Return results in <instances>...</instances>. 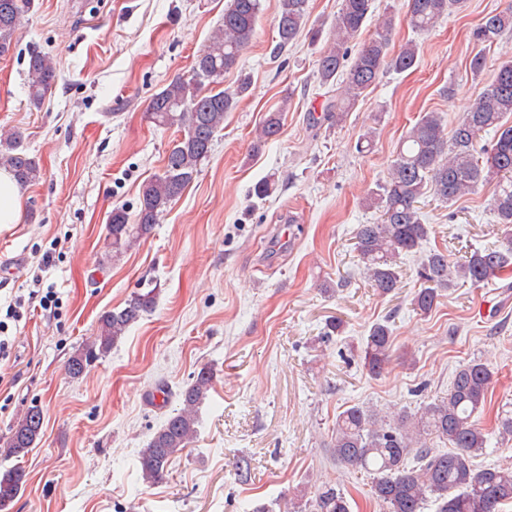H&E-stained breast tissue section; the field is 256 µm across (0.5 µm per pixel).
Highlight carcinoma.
Listing matches in <instances>:
<instances>
[{
	"mask_svg": "<svg viewBox=\"0 0 512 512\" xmlns=\"http://www.w3.org/2000/svg\"><path fill=\"white\" fill-rule=\"evenodd\" d=\"M33 0H0V55L9 51L22 19ZM375 0H342L332 26L333 42L321 53L320 84L332 85L343 76L340 94L325 108L326 118L340 124L347 112L379 82L384 72H405L417 61L419 45L409 41L396 54L389 53L391 20L379 23L356 55L349 42L366 27L374 13ZM465 0H409L407 24L427 33L444 17L460 10ZM307 0H280L276 21L279 48L292 43L305 26ZM260 0H228L221 28L196 55L191 74L172 79L150 101L148 117L159 126L173 127L180 139L168 153L163 172L141 185L134 213L123 206L112 209L107 232L112 249L120 253L146 238L160 216L183 193L209 156L215 134L224 116L235 109L249 90L243 77L233 93L215 92L205 83L218 84L224 73L235 68L257 35ZM512 31V9L483 18L473 32L479 50L470 60L472 74L484 70V50ZM56 67L50 56L39 51L29 55L26 84L30 103L38 108L52 88ZM282 111L268 113L258 132V142L276 138ZM491 131L494 137L486 158L477 156V140ZM0 167L22 184L38 181L42 168L36 157L10 133L0 137ZM495 184L491 210L495 223L512 235V57L493 72L479 94L469 103L457 124L445 131L441 116L423 114L406 133L379 190L365 198L380 212L376 224H361L355 234V251L368 280L381 295L399 287L398 262L423 249L429 225L420 218V200L432 193L442 203H451ZM512 265V257L496 248L472 251L463 262H453L447 252L427 250L418 277L422 287L414 292L413 310L431 313L440 292L459 281L473 285L500 275ZM156 305L154 290L137 293L121 308L102 313L94 340L85 343L68 363V373L77 377L110 352L128 329L151 313ZM392 330L388 323L374 324L363 344L360 359L373 376L383 374L391 360ZM214 373L200 369L178 394L180 408L171 413L139 453L141 477L156 484L168 474L172 460L197 435L198 408L213 387ZM493 383V371L482 360L460 366L448 393L420 405L414 412L390 416L353 405L336 417L333 448L336 460L370 480L373 499L388 512H423L427 502H437V512H502L512 503V468H478L473 460L485 454L489 433L475 415L483 409ZM42 409L30 406L11 429L0 452L4 460L24 457L40 437ZM440 441L449 449L433 447ZM26 481L19 466L0 469V512H6ZM310 512H350L344 494L333 487L308 504Z\"/></svg>",
	"mask_w": 512,
	"mask_h": 512,
	"instance_id": "carcinoma-1",
	"label": "carcinoma"
}]
</instances>
